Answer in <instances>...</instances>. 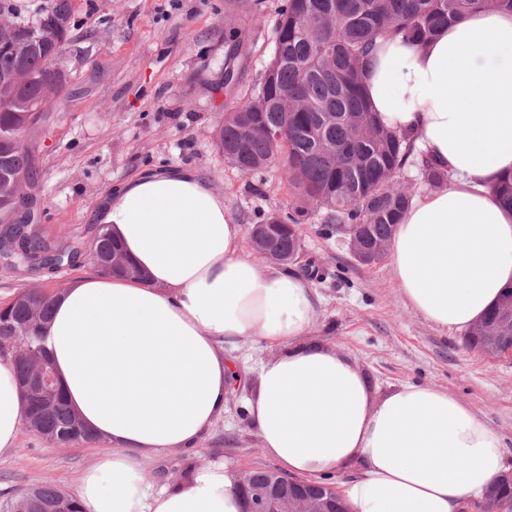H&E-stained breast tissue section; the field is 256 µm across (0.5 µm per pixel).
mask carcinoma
<instances>
[{
    "label": "carcinoma",
    "instance_id": "1",
    "mask_svg": "<svg viewBox=\"0 0 512 512\" xmlns=\"http://www.w3.org/2000/svg\"><path fill=\"white\" fill-rule=\"evenodd\" d=\"M478 9L512 11V0H287L280 10L272 57L263 72L257 93L224 113L217 137L224 160L243 175H256L283 156L288 182L297 191V217L284 222L271 214L261 220L276 228V251L286 257L301 249L299 218L310 207L326 210L329 227L355 231L364 241L387 243L396 224L411 206L413 192L399 183L410 164L419 170L420 184L443 185L448 173L425 159L417 161L410 138L377 123L365 95L363 70L379 38L423 42L441 28ZM71 0H48L34 14L21 11L14 0H0V12L25 24H60L68 38L72 19ZM51 47L29 51L20 57L34 80L22 88L0 80V167L18 183L33 187L36 145L18 143L16 136L37 128L23 121L22 107L45 94L41 78ZM284 130L283 142L275 144L266 128ZM13 232L0 238V257L16 265L32 260L55 259L77 266V247L49 242L36 225L19 245ZM123 252L104 225L90 243V255L107 261ZM39 310V321L23 337L30 348L43 343L41 325L50 314L53 296L41 290L27 293ZM26 304L10 306L0 315V355L13 358L18 377L28 373L27 358L16 352L19 340L13 327L29 320ZM467 346L498 357L512 351V340L491 346L477 337L465 338ZM24 415L39 421V431L51 434L69 429L70 445L97 443L99 439L82 424L71 425L73 415L62 390L50 408L34 393L27 398ZM68 500L69 512H82L74 495L52 486H34L13 496L0 495V512H34L60 497Z\"/></svg>",
    "mask_w": 512,
    "mask_h": 512
}]
</instances>
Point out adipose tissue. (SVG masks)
<instances>
[{
    "instance_id": "ef3b65f1",
    "label": "adipose tissue",
    "mask_w": 512,
    "mask_h": 512,
    "mask_svg": "<svg viewBox=\"0 0 512 512\" xmlns=\"http://www.w3.org/2000/svg\"><path fill=\"white\" fill-rule=\"evenodd\" d=\"M363 82L378 120L449 172L394 232L397 286L436 327L467 329L512 288V210L492 190L512 173V12L470 13L422 44L378 40ZM99 219L143 276L74 279L44 330L71 410L110 448L81 479L82 512H241L235 470L203 466L153 492L139 461L195 447L224 413L226 346L255 337L279 349L248 399L265 455L318 484L350 471L352 512H457L507 471L501 436L447 391L379 395L350 357L305 344L312 282L247 254L193 166L142 171ZM22 424L16 368L0 358V452Z\"/></svg>"
}]
</instances>
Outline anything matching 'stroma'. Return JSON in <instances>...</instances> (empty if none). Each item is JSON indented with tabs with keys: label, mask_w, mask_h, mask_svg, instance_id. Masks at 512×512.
<instances>
[{
	"label": "stroma",
	"mask_w": 512,
	"mask_h": 512,
	"mask_svg": "<svg viewBox=\"0 0 512 512\" xmlns=\"http://www.w3.org/2000/svg\"><path fill=\"white\" fill-rule=\"evenodd\" d=\"M284 0H73L70 40L58 61L66 93L44 108L31 139L37 147L30 220L49 241L87 249L104 197L143 170L194 165L224 196L243 227L267 214H293L297 198L280 162L245 176L224 160L217 133L224 113L258 91L271 58ZM232 60L237 80L224 82ZM301 263L324 269L309 340L354 358L377 393L412 382L449 392L481 411L502 437L512 463V357L467 349L461 331L439 329L404 301L389 259L355 260L343 233L328 231L324 211L301 227ZM79 270L67 265L11 266L0 259V304L29 288L66 287ZM272 347L241 345L238 378L224 415L190 453L140 462L153 488L180 482L185 467H267L246 407L255 370ZM104 444L57 447L22 429L0 452V493L50 485L75 492Z\"/></svg>",
	"instance_id": "1"
}]
</instances>
